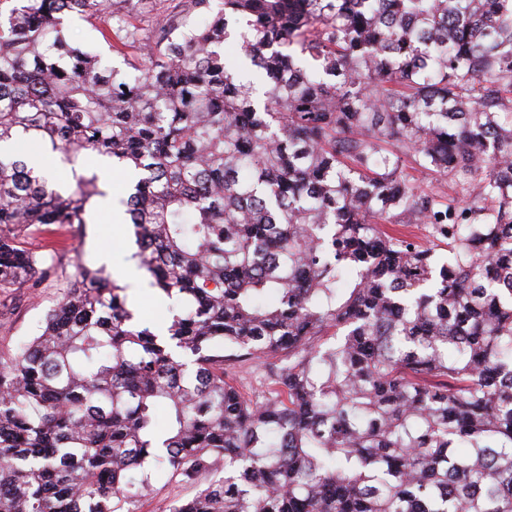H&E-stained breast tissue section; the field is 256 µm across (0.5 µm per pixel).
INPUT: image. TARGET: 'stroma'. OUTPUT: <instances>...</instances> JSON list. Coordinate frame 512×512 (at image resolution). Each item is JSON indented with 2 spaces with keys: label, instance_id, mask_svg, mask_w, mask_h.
<instances>
[{
  "label": "stroma",
  "instance_id": "obj_1",
  "mask_svg": "<svg viewBox=\"0 0 512 512\" xmlns=\"http://www.w3.org/2000/svg\"><path fill=\"white\" fill-rule=\"evenodd\" d=\"M185 0H136L127 19L134 26L144 20L175 23L186 14ZM88 169L97 171L106 182L107 197L96 199L88 224L73 231L49 228L37 230L32 238L38 248L42 267L48 274L40 282L28 283L0 291V347L15 348L21 341L37 333L40 321L55 306L77 272L79 264L101 268L128 287V300L142 324H150L156 316L158 294L155 289L129 288V259L134 251V238L129 225L112 221V208L128 193V173L104 163L102 157L87 160Z\"/></svg>",
  "mask_w": 512,
  "mask_h": 512
}]
</instances>
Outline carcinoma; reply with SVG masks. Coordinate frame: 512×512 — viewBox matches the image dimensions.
<instances>
[{
	"label": "carcinoma",
	"instance_id": "carcinoma-1",
	"mask_svg": "<svg viewBox=\"0 0 512 512\" xmlns=\"http://www.w3.org/2000/svg\"><path fill=\"white\" fill-rule=\"evenodd\" d=\"M74 13L138 75L72 45ZM187 13L130 53L112 0H0V288L39 274L31 226L87 223L97 154L132 170L131 258L168 314L134 322L84 266L0 353V512H136L155 473L196 487L168 512H512V0Z\"/></svg>",
	"mask_w": 512,
	"mask_h": 512
}]
</instances>
